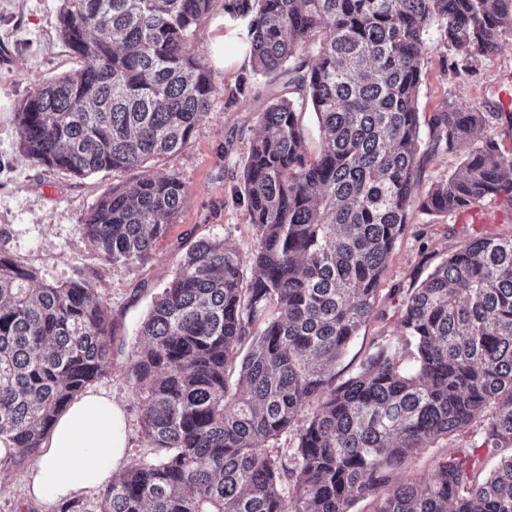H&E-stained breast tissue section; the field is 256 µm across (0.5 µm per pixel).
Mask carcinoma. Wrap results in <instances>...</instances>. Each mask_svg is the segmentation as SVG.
Listing matches in <instances>:
<instances>
[{"label":"carcinoma","mask_w":512,"mask_h":512,"mask_svg":"<svg viewBox=\"0 0 512 512\" xmlns=\"http://www.w3.org/2000/svg\"><path fill=\"white\" fill-rule=\"evenodd\" d=\"M216 0H61L59 35L86 65L17 108L20 152L75 177L146 168L212 119L219 90L196 42ZM255 80L288 76L250 141L238 198L258 244L243 256L201 238L142 327L131 367L158 457L129 467L100 512H512V234L443 258L401 300L398 344L381 342L336 383L331 368L373 315L409 211L420 142L425 35L464 58L512 36V0H231ZM320 146L309 153L306 109ZM511 112L443 104L435 148L481 135L421 204L512 209V154L490 127ZM180 175L112 187L85 235L112 266L145 265L182 210ZM0 250V441L28 453L112 358L114 322L85 279L35 285ZM481 427L500 455L483 473L456 449L428 481L414 454ZM283 454L267 447L284 435Z\"/></svg>","instance_id":"obj_1"}]
</instances>
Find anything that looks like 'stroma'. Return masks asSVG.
<instances>
[{
  "label": "stroma",
  "instance_id": "1",
  "mask_svg": "<svg viewBox=\"0 0 512 512\" xmlns=\"http://www.w3.org/2000/svg\"><path fill=\"white\" fill-rule=\"evenodd\" d=\"M59 9L60 0H0V249L35 268L38 283L88 280L111 310L118 323L112 359L91 387L110 394L126 415L125 463L130 466L156 454L142 433L141 397L129 376L132 358L143 341L141 325L179 264L180 238L214 237L245 255L254 250L256 230L235 190L248 145L260 129L259 116L273 97L286 93V80L262 81L247 95L237 94L239 81L251 73V61L240 39V20L215 4L200 45L219 89L211 107L213 117L194 131L179 153L150 167L158 175L179 173L188 190L187 204L165 236L156 240L150 263L115 268L88 243L84 221L112 185L135 181L139 170L78 178L34 165L18 149L19 103L36 88L83 65L59 38ZM436 38V32H429V51L422 61L421 118H428L446 101L501 111V94L512 78V38H504L494 56L469 61L436 48ZM469 149L464 143L441 151L422 139L416 195L425 196L433 183L455 170ZM511 232L512 211L496 201L482 202L466 217L431 215L413 208L379 285L377 315L360 328L337 361V380L354 373L377 342L398 343L399 290L422 281L464 240ZM479 433L474 426L424 450L410 460L407 476L430 478L449 449L470 447ZM39 457L36 450L0 457V512H46L26 491L27 474Z\"/></svg>",
  "mask_w": 512,
  "mask_h": 512
}]
</instances>
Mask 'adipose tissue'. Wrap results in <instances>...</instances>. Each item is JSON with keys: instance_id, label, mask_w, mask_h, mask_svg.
Masks as SVG:
<instances>
[{"instance_id": "obj_1", "label": "adipose tissue", "mask_w": 512, "mask_h": 512, "mask_svg": "<svg viewBox=\"0 0 512 512\" xmlns=\"http://www.w3.org/2000/svg\"><path fill=\"white\" fill-rule=\"evenodd\" d=\"M127 446L124 414L103 391H86L58 417L27 475L29 495L46 507L111 483Z\"/></svg>"}]
</instances>
